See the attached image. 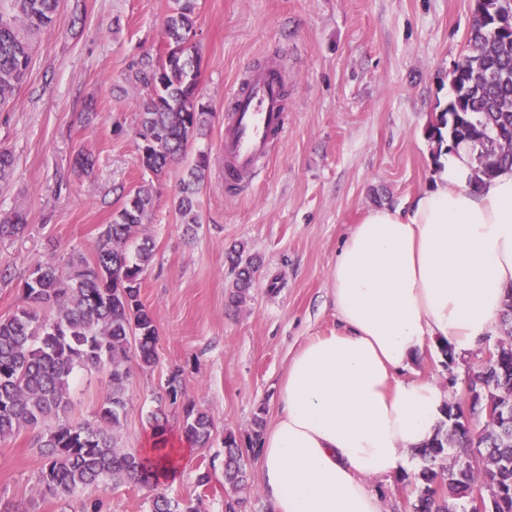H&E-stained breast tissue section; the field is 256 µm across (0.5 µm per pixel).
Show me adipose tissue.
<instances>
[{
  "label": "adipose tissue",
  "mask_w": 512,
  "mask_h": 512,
  "mask_svg": "<svg viewBox=\"0 0 512 512\" xmlns=\"http://www.w3.org/2000/svg\"><path fill=\"white\" fill-rule=\"evenodd\" d=\"M433 187L374 208L336 256L339 332L291 360L258 449L271 512H382L369 477L414 473L443 418L433 383L399 378L428 340L458 349L498 326L512 288V167L474 181L468 145Z\"/></svg>",
  "instance_id": "adipose-tissue-1"
}]
</instances>
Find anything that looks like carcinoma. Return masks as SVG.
Masks as SVG:
<instances>
[{
  "label": "carcinoma",
  "instance_id": "obj_1",
  "mask_svg": "<svg viewBox=\"0 0 512 512\" xmlns=\"http://www.w3.org/2000/svg\"><path fill=\"white\" fill-rule=\"evenodd\" d=\"M198 0H171L163 40L156 54L146 53L129 66V80L147 88L139 105V166L155 178L182 159L190 142L204 134L213 113L199 88L201 55L197 35ZM0 7V112L9 107L31 63L29 34L52 26L60 0H7ZM501 0H478L466 52L451 73L452 98L431 126L438 144L468 143L478 150L476 179L512 166V36L490 34ZM209 155L196 154L178 182L176 210L185 232L200 227L198 194L208 177ZM154 206L151 184L125 195L120 208L98 235L93 261L74 255L63 265L39 261L19 282L21 305L0 319V438L57 424L39 437L43 448L42 483L55 494H73L110 482L156 484L160 467L176 451L163 411L152 414L151 451L122 448L115 432L128 413L126 385L129 352L139 366L158 362L153 314L141 301L144 269L153 244L136 234ZM26 218L15 213L0 224V239L18 237ZM228 258L237 270L234 303L246 300L259 264L244 247ZM507 339L497 363L475 372L469 411L447 402L444 420L433 439L417 450L423 466L416 476L413 512H468L476 487L486 491L493 512H512V418H492L477 430L474 421L486 407L512 409V289L501 316ZM107 371L109 393L97 410L94 426L66 418L70 382L79 368ZM169 405L181 409V437L205 448L213 422L183 397L180 371L166 382ZM264 419H254L247 441L224 435V485L232 492L248 480L243 447L260 441ZM153 512H198L190 502L161 495Z\"/></svg>",
  "mask_w": 512,
  "mask_h": 512
}]
</instances>
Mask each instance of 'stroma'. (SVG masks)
<instances>
[{
  "instance_id": "35a3bbf8",
  "label": "stroma",
  "mask_w": 512,
  "mask_h": 512,
  "mask_svg": "<svg viewBox=\"0 0 512 512\" xmlns=\"http://www.w3.org/2000/svg\"><path fill=\"white\" fill-rule=\"evenodd\" d=\"M474 0H198L200 88L214 118L186 156L208 152L199 195L202 226L184 233L176 213L184 162L153 179L137 160L139 103L128 81L133 57L162 42L170 0H62L53 26L32 35L27 76L0 112V147L15 166L0 185V218L26 217L23 236L0 240V269L25 275L37 261L93 258L102 224L122 192L152 182L154 209L144 227L154 241L141 300L158 329V363L132 366L125 448L147 447L149 418L166 380L181 370L186 398L214 424L212 444L188 448L174 481L154 488L103 484L71 495L40 483L38 432L0 439V512H151L157 493L224 512L226 432L246 437L255 416L273 422L277 390L295 353L339 327L331 277L336 255L373 208H396L434 184L441 152L430 126L452 96L449 73L463 53ZM277 62L288 80V128L244 188L224 186V109L234 82ZM121 133H114V124ZM92 152V173L75 169ZM245 244L261 261L247 300L229 297L236 271L228 250ZM484 344L445 364L436 342L402 370L433 382L447 401L466 405L465 380ZM108 392L104 372L78 370L69 418L94 421ZM212 470L209 485L197 482ZM382 512H411V475L368 480Z\"/></svg>"
}]
</instances>
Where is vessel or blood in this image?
<instances>
[{
  "mask_svg": "<svg viewBox=\"0 0 512 512\" xmlns=\"http://www.w3.org/2000/svg\"><path fill=\"white\" fill-rule=\"evenodd\" d=\"M228 99L224 161L250 177L286 128L288 109L283 79L275 68L255 69L233 87Z\"/></svg>",
  "mask_w": 512,
  "mask_h": 512,
  "instance_id": "vessel-or-blood-1",
  "label": "vessel or blood"
}]
</instances>
